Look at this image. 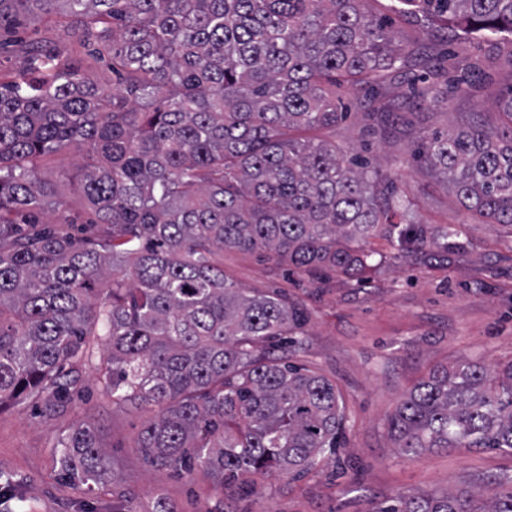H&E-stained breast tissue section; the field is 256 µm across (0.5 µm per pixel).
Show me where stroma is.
Instances as JSON below:
<instances>
[{"mask_svg": "<svg viewBox=\"0 0 512 512\" xmlns=\"http://www.w3.org/2000/svg\"><path fill=\"white\" fill-rule=\"evenodd\" d=\"M395 6L396 0H367L373 14L394 19L412 52L406 70L394 74L381 95L351 109L326 136L394 179L414 202L416 222L429 232L457 225L458 254L433 246L400 253L374 237L366 248L378 265L359 282L332 272H292L261 251L224 252V271L241 287L284 292L304 309L302 347L282 345L277 352L335 383L346 411L339 457L299 478L260 476L258 496L244 494L234 482L218 485L201 470L181 475L148 466L136 446L147 412L113 404L91 360L83 363L82 386L60 414L46 416L25 402L0 411V484L10 478L19 487L18 494L0 500V512H145L159 497L176 512H370L400 493L471 490L512 480V456L434 449L404 458L387 431L397 403L433 369L462 358L483 365L512 360V227L484 223L466 211L450 186L413 156L420 139L432 133L505 124L497 102L512 87V44L489 51L445 22L397 17ZM32 44L79 61L94 82H112L97 54L52 15L24 21L18 33L0 37V82L26 69L25 49ZM447 48L453 66L483 65L484 78L449 94L444 104L413 98L409 76H423L432 58ZM387 105L403 113L404 124L384 130L372 121L371 111ZM78 164L74 151L64 152L62 173L50 179L72 201L70 218L79 227L93 214L76 203ZM82 424L97 430L112 471L110 483L89 490L66 484L56 466L59 440Z\"/></svg>", "mask_w": 512, "mask_h": 512, "instance_id": "1", "label": "stroma"}]
</instances>
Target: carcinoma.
I'll return each instance as SVG.
<instances>
[{"mask_svg": "<svg viewBox=\"0 0 512 512\" xmlns=\"http://www.w3.org/2000/svg\"><path fill=\"white\" fill-rule=\"evenodd\" d=\"M398 13L454 20L494 45L512 38V0H397ZM62 3L64 28L109 53L112 85L38 46L0 82V410L26 401L54 416L103 346L99 383L115 405L158 408L137 447L146 462L216 482L312 471L342 447L344 407L325 375L270 351L306 315L224 274V250H267L301 272L364 280L366 241L424 246L412 202L336 150L323 132L405 66L398 34L366 0H0V28ZM423 96L444 101L442 60ZM507 127L433 134L420 159L459 203L512 226V89ZM80 152V237L42 172ZM450 224L439 246L458 247ZM397 452L464 448L512 455V360H461L420 380L388 417ZM59 476L100 484L93 428L61 440ZM371 512H512V488L399 493Z\"/></svg>", "mask_w": 512, "mask_h": 512, "instance_id": "obj_1", "label": "carcinoma"}]
</instances>
